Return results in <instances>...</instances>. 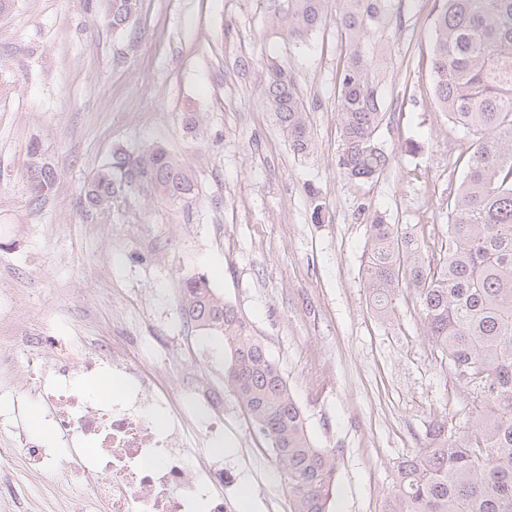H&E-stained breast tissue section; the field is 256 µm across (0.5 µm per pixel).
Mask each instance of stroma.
<instances>
[{
  "mask_svg": "<svg viewBox=\"0 0 512 512\" xmlns=\"http://www.w3.org/2000/svg\"><path fill=\"white\" fill-rule=\"evenodd\" d=\"M385 4L367 51L382 95L377 139L390 164L361 184L336 166L346 51L337 0L301 44L272 26L288 0H141L123 34L83 0H11L0 13V305L16 322L53 324L59 336L81 325L90 346L137 337V364L171 398L187 375L204 376L224 397V417L187 463H223L228 512H290L292 501L268 440L224 380V343L184 323L180 278L205 277L250 323L312 439L334 451L331 512H387L397 465L424 447L430 422L470 420L471 394L425 340L415 291L397 295L385 324L366 288L367 217L382 214L438 255L448 196L473 151L433 100V0ZM270 59L288 64L309 106L308 154L293 152L263 100ZM34 142L59 174L37 211L25 182ZM152 143L191 169L198 202L134 196L86 217L76 198L112 150ZM168 356L177 365H165ZM44 411L29 400L19 421L12 398H0V512H87L92 490L62 479L72 450ZM24 435L51 450L53 469L37 482Z\"/></svg>",
  "mask_w": 512,
  "mask_h": 512,
  "instance_id": "1",
  "label": "stroma"
}]
</instances>
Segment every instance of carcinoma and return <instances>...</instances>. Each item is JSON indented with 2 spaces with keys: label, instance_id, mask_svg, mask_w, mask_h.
Returning <instances> with one entry per match:
<instances>
[{
  "label": "carcinoma",
  "instance_id": "cac0c4a2",
  "mask_svg": "<svg viewBox=\"0 0 512 512\" xmlns=\"http://www.w3.org/2000/svg\"><path fill=\"white\" fill-rule=\"evenodd\" d=\"M336 23L346 44L339 73L340 173L353 183L378 179L390 158L377 141L382 101L365 54L383 21L382 0H339ZM329 0H290L280 31L299 42L328 19ZM140 0H104L103 19L124 32ZM429 51L434 100L448 120L476 137L467 171L448 212L443 257L422 256L416 239L379 215L367 225L365 279L379 317L391 320L402 285L414 288L425 338L456 380L475 394L469 426L433 420L427 443L400 461L390 512H512V0H434ZM293 151L311 147L308 106L282 63L262 84ZM26 182L35 205L51 195L58 170L29 150ZM190 169L160 146L113 150L86 181L77 204L86 216L112 212L135 195L189 202ZM183 320L224 340L225 378L252 423L271 443L292 512H330L334 451L316 447L281 371L251 327L202 276L179 282Z\"/></svg>",
  "mask_w": 512,
  "mask_h": 512
}]
</instances>
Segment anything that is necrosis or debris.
Instances as JSON below:
<instances>
[{
  "mask_svg": "<svg viewBox=\"0 0 512 512\" xmlns=\"http://www.w3.org/2000/svg\"><path fill=\"white\" fill-rule=\"evenodd\" d=\"M37 330L38 337L20 342L0 336V371L21 366L25 388L47 406L46 420L61 437L85 447V454L75 458V469L109 512H194L201 498L207 499L209 512H224L223 499L207 496L211 487L223 485V467L210 463L192 472L183 465L192 402L205 401L210 411L219 413L223 395L193 380L171 406L166 428H157L148 409L159 398L151 379L133 365L127 345L104 344L77 359H49L45 350L62 343L50 335L48 324H39ZM108 372L126 376L134 385L122 400L91 406L72 380Z\"/></svg>",
  "mask_w": 512,
  "mask_h": 512,
  "instance_id": "obj_1",
  "label": "necrosis or debris"
}]
</instances>
